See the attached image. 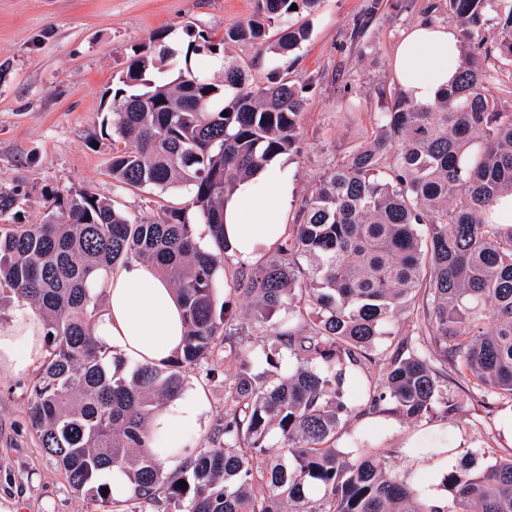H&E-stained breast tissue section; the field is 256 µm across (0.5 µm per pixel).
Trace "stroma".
I'll use <instances>...</instances> for the list:
<instances>
[{"instance_id": "obj_1", "label": "stroma", "mask_w": 512, "mask_h": 512, "mask_svg": "<svg viewBox=\"0 0 512 512\" xmlns=\"http://www.w3.org/2000/svg\"><path fill=\"white\" fill-rule=\"evenodd\" d=\"M320 0L310 16V35L286 63L265 46H232L255 83H266L288 65L308 83L296 153L282 161L293 174L289 219L337 156L369 141L383 103L378 90L394 87L397 43L425 22L435 0ZM255 0H0V186L26 191L18 212L22 223H40L45 190L89 191L114 202L134 218H151L164 207L184 206L185 188L166 191L120 187L110 172L112 129L105 126L107 91L126 71L134 50L168 31L182 47L186 25L210 35L249 19ZM361 41L350 42L356 25ZM244 353L225 357L216 344L211 357L185 369V386L200 390L209 409L189 435V454L212 447L224 417V379L248 365L262 373L272 343L271 327L241 336ZM32 374L0 371V495L13 497L19 512H103L96 497L74 492L63 471L39 447L28 424ZM369 383L363 369L347 367L344 400L351 411L336 446L356 456L382 451L401 478L429 480L417 468L416 448L440 443L453 452L454 471L474 475L512 456V401L485 403L467 379L449 372L448 409L414 423L389 414H369Z\"/></svg>"}]
</instances>
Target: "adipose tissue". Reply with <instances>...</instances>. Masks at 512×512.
I'll use <instances>...</instances> for the list:
<instances>
[{
  "instance_id": "obj_1",
  "label": "adipose tissue",
  "mask_w": 512,
  "mask_h": 512,
  "mask_svg": "<svg viewBox=\"0 0 512 512\" xmlns=\"http://www.w3.org/2000/svg\"><path fill=\"white\" fill-rule=\"evenodd\" d=\"M460 44L451 28L420 24L398 44L396 81L416 104L432 103L452 80ZM292 175L271 162L241 183L224 203V236L238 261L252 263L277 245L285 232ZM107 304L96 320L97 338L135 364H160L180 351L184 323L174 288L151 266L134 261L106 281ZM44 331L30 315H20L0 331V370L22 375L42 359ZM208 406L205 396L188 392L161 409L150 432L173 447L170 462H179L186 432L197 426Z\"/></svg>"
}]
</instances>
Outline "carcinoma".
<instances>
[{
    "instance_id": "obj_1",
    "label": "carcinoma",
    "mask_w": 512,
    "mask_h": 512,
    "mask_svg": "<svg viewBox=\"0 0 512 512\" xmlns=\"http://www.w3.org/2000/svg\"><path fill=\"white\" fill-rule=\"evenodd\" d=\"M320 0H256L250 19L217 39L188 26L184 66L153 73L179 51L160 33L112 88V180L131 188H189L184 207L151 221L131 219L88 192L45 191L40 224L0 223V299L37 311L47 355L30 389L28 421L69 485L114 502L102 474L125 475L139 512L162 501L176 512H512V457L483 473L444 476L450 498H421L378 452L357 457L335 446L348 407L343 365L367 372L372 408L417 421L447 400L448 369L470 376L491 400H512V112L489 90L480 62L496 50L512 64V0H445L463 57L454 82L427 105L386 94L372 140L336 158L303 198L275 254L240 271L233 292L244 319L276 322L277 349L297 361L285 373L244 366L225 394L224 443L200 449L162 475L149 452L169 449L149 434L163 405L184 391L185 366L210 358L239 328L217 307L224 269V198L257 169L298 151L308 85L290 67L251 82L247 64L227 54L279 30L269 47L286 57L307 40ZM297 9H291V5ZM222 55L224 81L195 71L191 57ZM231 91L224 106L213 101ZM228 115H222V112ZM0 189V217L20 200ZM207 225L202 248L193 221ZM155 267L177 292L186 333L162 365L123 370L93 333L102 307L92 285L119 266ZM406 316L412 328L389 356L369 366L382 327ZM281 436L268 444L271 432ZM184 480L188 486H182Z\"/></svg>"
}]
</instances>
